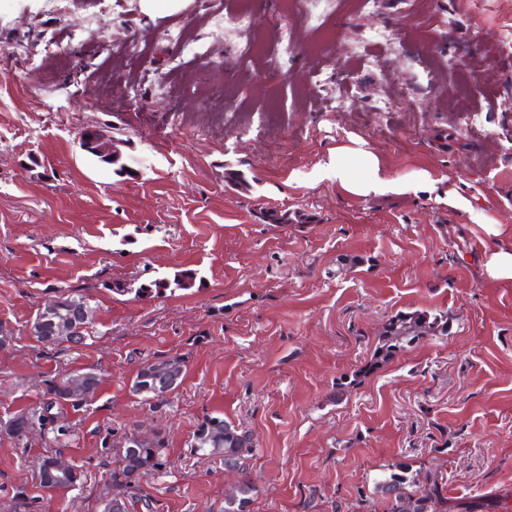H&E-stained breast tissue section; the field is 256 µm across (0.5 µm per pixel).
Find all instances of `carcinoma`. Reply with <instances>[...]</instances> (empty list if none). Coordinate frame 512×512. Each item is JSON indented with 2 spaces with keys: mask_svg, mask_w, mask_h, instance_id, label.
<instances>
[{
  "mask_svg": "<svg viewBox=\"0 0 512 512\" xmlns=\"http://www.w3.org/2000/svg\"><path fill=\"white\" fill-rule=\"evenodd\" d=\"M87 142L80 143L85 153L99 161L115 165L120 157L112 150V142L103 131L88 130L83 134ZM197 273L192 269L176 272L173 279H157L136 290L115 283L112 292L121 294L135 292L136 295L148 296L167 290H187L196 280ZM41 321L43 335L53 344L64 342L79 343L88 332L91 322L88 299L79 294H68L61 299L58 308L36 316ZM448 333V321L441 317H429L425 314L398 316L389 320L385 335L376 348L370 367L391 356L397 355L410 344L425 338L443 336ZM175 368L184 373V362L178 357L146 363L142 365L133 380V386L144 384L142 378L150 371H166ZM49 401L46 407L55 403L69 404L74 407L82 405L79 395L71 393L60 382L54 380L48 387ZM196 452L203 455H223L224 466L237 471L246 469V461L253 454L251 437L243 434L235 425L220 416L205 418L194 434ZM167 444L165 436L154 434L153 440L141 444L132 451L124 452L121 460L115 461L118 470L112 473V486L116 496L107 503V512H116L113 503L120 499H128L125 490L139 482L142 478L156 472L163 465V457ZM446 478L440 471L422 470L409 473L404 468L391 471L378 478L373 484L374 494L380 495L388 503V512H448L446 496ZM254 494L252 484L243 480L233 491L224 497V512H248Z\"/></svg>",
  "mask_w": 512,
  "mask_h": 512,
  "instance_id": "obj_1",
  "label": "carcinoma"
}]
</instances>
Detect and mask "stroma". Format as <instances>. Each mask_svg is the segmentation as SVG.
Listing matches in <instances>:
<instances>
[{
    "mask_svg": "<svg viewBox=\"0 0 512 512\" xmlns=\"http://www.w3.org/2000/svg\"><path fill=\"white\" fill-rule=\"evenodd\" d=\"M87 129L119 164L80 149ZM350 133L434 188L312 181ZM479 213L512 226V0H0V512H103L137 424L168 450L130 512H224L236 479L193 447L218 414L254 439L250 512H385L373 481L395 465L444 472L448 512H502L512 282L484 275ZM182 269L193 288L135 296ZM64 293L88 297L89 336L37 342ZM413 312L447 335L369 369ZM174 355L182 384L145 402L137 369ZM73 371L98 375L93 399L46 409ZM21 414L41 418L24 442ZM57 451L79 479L54 491L37 461Z\"/></svg>",
    "mask_w": 512,
    "mask_h": 512,
    "instance_id": "obj_1",
    "label": "stroma"
}]
</instances>
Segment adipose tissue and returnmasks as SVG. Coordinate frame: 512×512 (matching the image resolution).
Segmentation results:
<instances>
[{"label":"adipose tissue","mask_w":512,"mask_h":512,"mask_svg":"<svg viewBox=\"0 0 512 512\" xmlns=\"http://www.w3.org/2000/svg\"><path fill=\"white\" fill-rule=\"evenodd\" d=\"M313 181L335 183L345 193L360 197L388 193L418 192L432 187L430 172L419 170L406 177H394L387 172L379 154L352 138L329 152L311 173ZM480 228L493 246L484 255V272L495 281L512 282V246L499 245L505 232L504 225L491 221L482 222Z\"/></svg>","instance_id":"ef3b65f1"}]
</instances>
